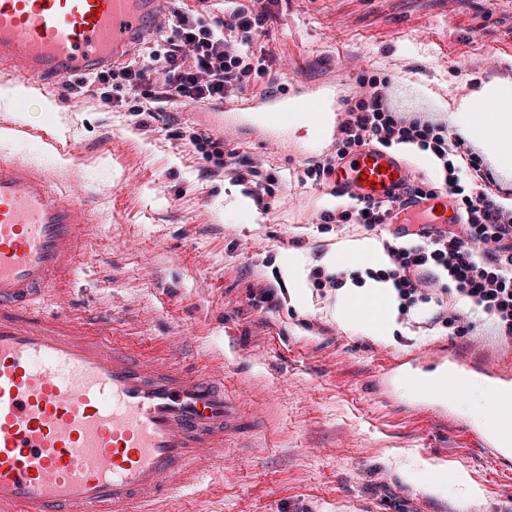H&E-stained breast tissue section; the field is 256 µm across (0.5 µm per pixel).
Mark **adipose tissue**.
Segmentation results:
<instances>
[{
    "label": "adipose tissue",
    "instance_id": "adipose-tissue-1",
    "mask_svg": "<svg viewBox=\"0 0 512 512\" xmlns=\"http://www.w3.org/2000/svg\"><path fill=\"white\" fill-rule=\"evenodd\" d=\"M403 93L417 100L425 99L429 111L437 113L440 120L447 122L454 135L482 153L504 177H512V80L495 78L484 81L450 105L431 96L423 97L421 88L416 85L405 87ZM480 101L503 103V110L496 115L502 136H489L480 129L474 112L475 104ZM323 262L335 267H382L386 264V257L373 240L363 239L324 256ZM361 300L379 301L382 306L380 318L375 320L360 314L354 304ZM336 312L345 327L384 338L396 327V292L391 282L368 278L362 285H349L339 294Z\"/></svg>",
    "mask_w": 512,
    "mask_h": 512
}]
</instances>
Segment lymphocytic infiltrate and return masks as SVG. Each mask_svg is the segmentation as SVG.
<instances>
[{
	"label": "lymphocytic infiltrate",
	"mask_w": 512,
	"mask_h": 512,
	"mask_svg": "<svg viewBox=\"0 0 512 512\" xmlns=\"http://www.w3.org/2000/svg\"><path fill=\"white\" fill-rule=\"evenodd\" d=\"M171 32L155 40L120 69L96 74L91 82L69 84L71 99L86 94L101 103L121 102L123 92L134 93L132 110L139 126H148L177 105L223 104L236 101L257 78L269 75L273 55L255 41L270 15L269 6L250 0H226L225 7L197 10L186 0H169ZM388 77L370 73L358 78L356 93L347 99L338 125L333 153L312 161L302 179L329 184L337 166L356 148L372 145L389 149L414 145L434 154L446 175L443 185L411 182L405 195L385 202L358 203L352 209L324 212L325 224L355 223L365 228L394 220L411 199L448 193L461 222L446 227H400L385 241L390 264L365 274L314 270L317 288L337 290L345 280L361 276L391 282L401 314L435 304L437 318L453 335H472L477 314L489 317L498 336L512 340V207L498 202L501 191L479 156L457 139H449L445 125L395 111L386 90ZM211 163L213 175L244 186L255 206L268 209L281 182L274 171L247 152L227 149L223 140L195 130L177 132ZM466 299L471 312L448 304L449 296Z\"/></svg>",
	"instance_id": "lymphocytic-infiltrate-1"
}]
</instances>
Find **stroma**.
I'll list each match as a JSON object with an SVG mask.
<instances>
[{
	"label": "stroma",
	"instance_id": "1",
	"mask_svg": "<svg viewBox=\"0 0 512 512\" xmlns=\"http://www.w3.org/2000/svg\"><path fill=\"white\" fill-rule=\"evenodd\" d=\"M271 11L258 42L274 66L253 94L291 77L297 92L331 85L341 110L359 72L374 70L390 77L391 106L419 117L403 85L450 104L481 81L512 78V0H278ZM21 92L0 85V156L31 163L55 191L76 182L89 196L77 272L54 289L51 306L142 352L223 376L244 394L245 411L259 413L204 465L191 494L155 512H512V474L459 431L403 406L406 392L393 404L371 390L381 362L444 346L512 367V341L487 321L452 336L428 311L398 316L393 336L377 339L342 325L336 292L310 283L295 292L282 272L288 253L303 254L310 271L345 242L397 231L318 223L319 212L352 205L332 186L299 181L333 140L285 152L245 131L224 133L227 146L270 164L283 182L268 210L245 213L238 191L209 178L207 162L170 139L165 121L141 129L132 113L93 97L54 110L47 100L64 95L59 82L26 109L15 103ZM43 130L58 149L42 148ZM267 286L274 303L255 305ZM449 462L478 499L444 471Z\"/></svg>",
	"mask_w": 512,
	"mask_h": 512
}]
</instances>
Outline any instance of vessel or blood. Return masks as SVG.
<instances>
[{
  "label": "vessel or blood",
  "instance_id": "1",
  "mask_svg": "<svg viewBox=\"0 0 512 512\" xmlns=\"http://www.w3.org/2000/svg\"><path fill=\"white\" fill-rule=\"evenodd\" d=\"M168 19L167 0H0V72L28 84L122 67ZM333 94L243 96L219 127L251 126L288 148L305 118L316 138L332 130ZM408 172L393 153L356 149L334 175L361 202L402 190ZM414 224H449L446 193L410 207ZM87 206L57 193L16 158H0V512H152L185 489V472L250 422L241 398L171 357L142 353L64 312L40 305L73 275ZM424 415L462 431L499 471H512V372L476 356L418 355L381 365L391 396L403 375ZM488 389L486 415L455 413L472 382Z\"/></svg>",
  "mask_w": 512,
  "mask_h": 512
}]
</instances>
